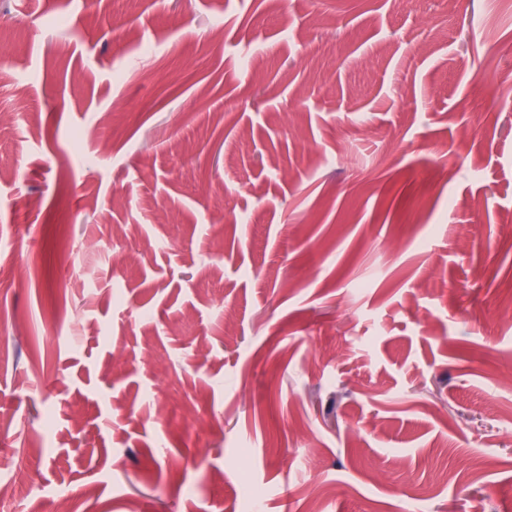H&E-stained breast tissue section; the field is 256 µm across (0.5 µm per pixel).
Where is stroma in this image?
I'll return each mask as SVG.
<instances>
[{
	"label": "stroma",
	"instance_id": "stroma-1",
	"mask_svg": "<svg viewBox=\"0 0 512 512\" xmlns=\"http://www.w3.org/2000/svg\"><path fill=\"white\" fill-rule=\"evenodd\" d=\"M1 54L6 512H512V0H0Z\"/></svg>",
	"mask_w": 512,
	"mask_h": 512
}]
</instances>
